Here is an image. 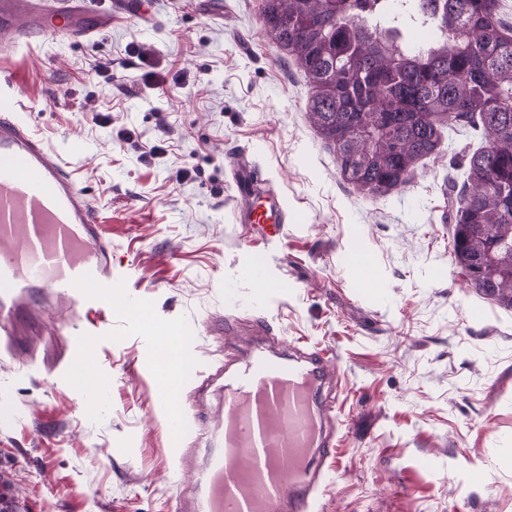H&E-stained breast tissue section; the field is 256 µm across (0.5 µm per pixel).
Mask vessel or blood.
Instances as JSON below:
<instances>
[{
  "label": "vessel or blood",
  "mask_w": 512,
  "mask_h": 512,
  "mask_svg": "<svg viewBox=\"0 0 512 512\" xmlns=\"http://www.w3.org/2000/svg\"><path fill=\"white\" fill-rule=\"evenodd\" d=\"M80 0H0V48L25 46L32 26L49 20L69 39L91 32L75 25ZM19 92L0 97V333L10 336L26 291L102 304L112 289V247L76 173L24 118ZM240 223L280 238L285 222L277 199L257 203L256 168L234 171ZM324 353L296 364L263 358L243 362L221 404L212 432L221 450L211 456L202 486L182 512H308L302 480L313 451L329 442L314 410L327 372Z\"/></svg>",
  "instance_id": "obj_1"
}]
</instances>
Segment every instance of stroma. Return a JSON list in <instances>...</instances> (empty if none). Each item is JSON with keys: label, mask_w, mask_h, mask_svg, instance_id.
Returning a JSON list of instances; mask_svg holds the SVG:
<instances>
[{"label": "stroma", "mask_w": 512, "mask_h": 512, "mask_svg": "<svg viewBox=\"0 0 512 512\" xmlns=\"http://www.w3.org/2000/svg\"><path fill=\"white\" fill-rule=\"evenodd\" d=\"M110 8L85 0L100 24L89 39L40 35L0 58L112 243L113 303L74 311L37 289L23 351L9 356L0 336V474L21 507L178 512L221 396L203 359L321 350L335 416L312 512H512V308L471 288L453 253L479 128L459 126L405 186L363 193L309 123L308 88L267 35L263 0ZM237 161L284 206L276 243L234 221ZM256 264L268 289L240 276ZM138 309L186 337L181 431L166 425L159 337ZM62 319L94 335L96 373L83 343L55 332Z\"/></svg>", "instance_id": "obj_1"}]
</instances>
